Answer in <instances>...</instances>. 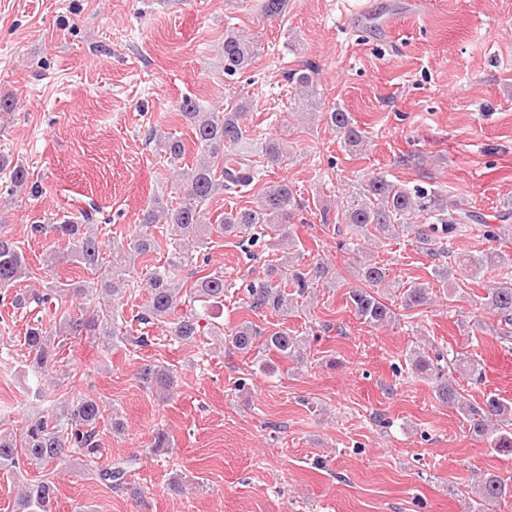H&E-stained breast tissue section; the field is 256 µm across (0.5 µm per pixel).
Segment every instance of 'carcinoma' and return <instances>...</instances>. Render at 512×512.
<instances>
[{"instance_id":"1","label":"carcinoma","mask_w":512,"mask_h":512,"mask_svg":"<svg viewBox=\"0 0 512 512\" xmlns=\"http://www.w3.org/2000/svg\"><path fill=\"white\" fill-rule=\"evenodd\" d=\"M255 40L228 28L224 32V75L234 77L244 73L258 55ZM314 68L307 65L286 73L288 83L294 86L299 99L313 109L318 108L317 84ZM178 110L190 124L197 147L198 158L191 167L179 168L173 203L164 196L155 197L143 210L139 220L141 229L131 238L127 247L112 251L103 248L97 233L88 225L92 215L85 214V223L64 221L60 224H32L30 232L40 236L48 232L68 241L72 261L90 272V280L42 281L40 288H28L16 293L11 300L15 309H32L36 317L27 325L23 345L28 350L27 367L37 379L57 373L63 363L60 350L66 341L92 339L105 351L118 343L138 346L144 337H132V332L118 314L119 301L125 297L130 282L131 257L157 250L158 241L147 232L155 224H163L172 236V249L162 265L153 267L147 276L149 303L144 313L136 316L141 324L161 323L168 328L170 338L190 344L203 336H213L219 342H228V352L250 353L256 349L273 352L283 358L303 361L308 338L276 327L270 330L243 321L228 329L215 323V309L223 306L224 276L215 273L198 277L190 287H183L182 269L193 263L196 254L208 244L212 231L233 234L245 239L250 246L269 238V244L281 251L271 264L266 277L245 285L246 307L252 312L268 311L286 316L308 298L315 297L320 282L328 276V267L316 260L314 265L303 264L287 249L296 247L292 224L302 203L286 182L265 187L259 203L252 208L230 211L219 224L204 222L203 207L217 194L226 190L249 187L260 180L263 169L253 157L259 156L266 167H279L288 161V146L278 137H268L250 147L244 125V116L251 111L250 100L231 97L225 107L206 111L195 99L185 96ZM325 124L342 135L344 147L355 150L364 146L367 136L351 116L339 106L321 113ZM149 140L171 165L184 159V142L173 136H159L152 132ZM9 169L6 193L12 196L29 183V172L18 162L0 154V170ZM346 224L355 233L375 232L385 238L406 236L426 255L439 261L432 275L443 286L448 281L460 284L477 278L483 269H500V279L487 291L484 306L499 317L497 339L504 346L512 344V259L490 249L478 257L462 255L452 250L450 240L475 221L476 215L466 208H448L444 195L435 189L416 186L412 189L396 184L384 175H374L351 193L342 212ZM512 210L498 216L499 223L487 224L483 236L497 242L512 225ZM29 276V267L23 251L10 238L0 236V288L15 286ZM365 286L348 291L346 304L354 315L371 327H383L392 321L394 312L383 299L382 289L391 288L387 268L377 262L361 266ZM400 299L406 309L428 305L432 288L427 282H414L401 288ZM411 365L417 374L432 379L439 400L455 405L470 423V429L500 455L512 456V418L505 406L494 397L475 404L461 400V395L450 379L447 366L458 367L464 359L449 357L439 350L429 353L418 347L410 353ZM144 387L162 393L173 388V377L163 367L145 364L137 372ZM105 406L93 396L65 399L52 403L25 420L19 428H0V472L13 474L25 464L47 467L74 454L88 462L100 454L98 426L107 421L111 430L120 432L124 423L105 415ZM136 464V457L118 460L101 470V479L115 490H131L126 482L128 473ZM476 504L484 512L512 498V485L499 475L485 472L481 475ZM56 487L49 480H31L24 483L14 501V512H53Z\"/></svg>"}]
</instances>
